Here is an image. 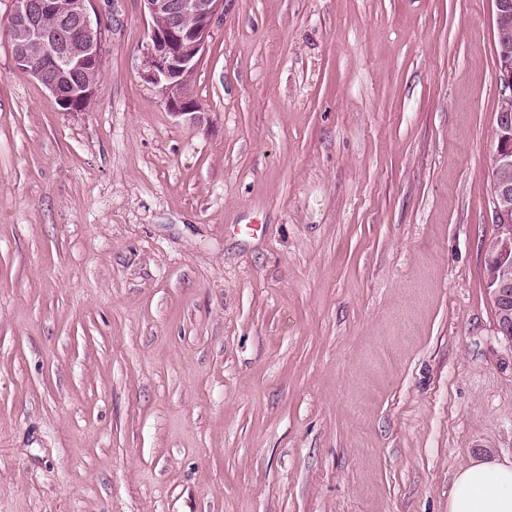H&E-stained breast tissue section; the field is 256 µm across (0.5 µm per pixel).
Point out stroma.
I'll return each instance as SVG.
<instances>
[{
	"label": "stroma",
	"instance_id": "stroma-1",
	"mask_svg": "<svg viewBox=\"0 0 512 512\" xmlns=\"http://www.w3.org/2000/svg\"><path fill=\"white\" fill-rule=\"evenodd\" d=\"M94 5L71 116L0 0V512H448L512 458L495 0H217L196 122Z\"/></svg>",
	"mask_w": 512,
	"mask_h": 512
}]
</instances>
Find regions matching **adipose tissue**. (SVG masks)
<instances>
[{"label": "adipose tissue", "mask_w": 512, "mask_h": 512, "mask_svg": "<svg viewBox=\"0 0 512 512\" xmlns=\"http://www.w3.org/2000/svg\"><path fill=\"white\" fill-rule=\"evenodd\" d=\"M448 512H512V459L477 458L461 467Z\"/></svg>", "instance_id": "obj_1"}]
</instances>
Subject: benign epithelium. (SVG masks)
Returning a JSON list of instances; mask_svg holds the SVG:
<instances>
[{
	"mask_svg": "<svg viewBox=\"0 0 512 512\" xmlns=\"http://www.w3.org/2000/svg\"><path fill=\"white\" fill-rule=\"evenodd\" d=\"M92 0H12L11 54L20 68L32 73L50 92L63 113L86 110L96 100L97 85L87 81L102 62L100 15L91 14ZM150 20L142 47L143 79L157 89L176 115L199 119L200 106L189 86L205 52L215 21L216 0H140ZM51 17L55 24L48 26ZM501 106L496 120L495 149L490 170L493 212L501 232L487 249L491 298L503 309L499 331L512 341V44L504 43L497 58Z\"/></svg>",
	"mask_w": 512,
	"mask_h": 512,
	"instance_id": "7a95c632",
	"label": "benign epithelium"
}]
</instances>
